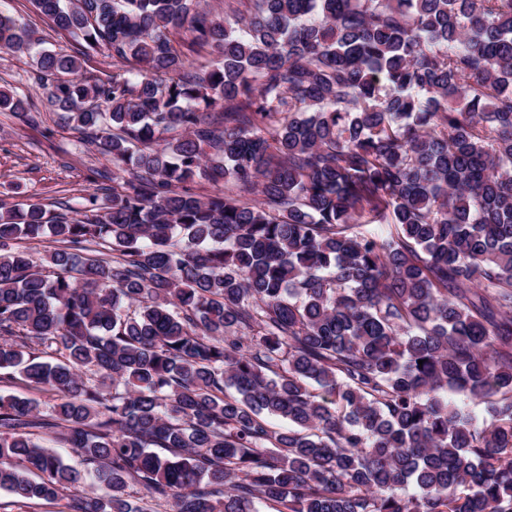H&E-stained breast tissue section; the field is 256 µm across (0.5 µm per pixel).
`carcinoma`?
I'll return each instance as SVG.
<instances>
[{
    "mask_svg": "<svg viewBox=\"0 0 512 512\" xmlns=\"http://www.w3.org/2000/svg\"><path fill=\"white\" fill-rule=\"evenodd\" d=\"M33 4L79 44L36 69L112 194L0 211V382L57 396L0 394V490L512 512V0ZM34 43L0 13V49ZM101 46L106 81L83 70ZM2 394H13L20 397L35 398L40 403L42 410L47 411L53 403V396L50 393L38 392L27 388L20 382L8 385H0V393Z\"/></svg>",
    "mask_w": 512,
    "mask_h": 512,
    "instance_id": "carcinoma-1",
    "label": "carcinoma"
}]
</instances>
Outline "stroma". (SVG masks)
I'll use <instances>...</instances> for the list:
<instances>
[{"instance_id":"obj_1","label":"stroma","mask_w":512,"mask_h":512,"mask_svg":"<svg viewBox=\"0 0 512 512\" xmlns=\"http://www.w3.org/2000/svg\"><path fill=\"white\" fill-rule=\"evenodd\" d=\"M0 12L33 30L43 49L75 48L73 37L39 14L31 0H0ZM35 74L28 52L0 51V90L26 97L41 110L33 122L0 112V207L34 201L55 214L66 206L79 207L84 196L98 191L101 171L112 164L64 128L56 112L45 109L44 89Z\"/></svg>"}]
</instances>
